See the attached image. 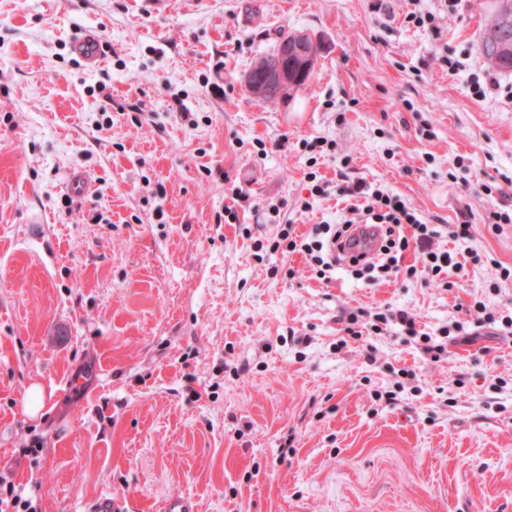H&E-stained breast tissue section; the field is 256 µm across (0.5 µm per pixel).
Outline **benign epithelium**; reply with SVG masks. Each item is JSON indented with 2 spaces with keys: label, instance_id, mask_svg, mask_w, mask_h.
<instances>
[{
  "label": "benign epithelium",
  "instance_id": "obj_1",
  "mask_svg": "<svg viewBox=\"0 0 512 512\" xmlns=\"http://www.w3.org/2000/svg\"><path fill=\"white\" fill-rule=\"evenodd\" d=\"M317 47L311 38L295 33L275 54L260 60L245 77L247 90L256 97L276 101L296 91L302 77L315 66Z\"/></svg>",
  "mask_w": 512,
  "mask_h": 512
}]
</instances>
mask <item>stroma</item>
I'll list each match as a JSON object with an SVG mask.
<instances>
[{
    "label": "stroma",
    "mask_w": 512,
    "mask_h": 512,
    "mask_svg": "<svg viewBox=\"0 0 512 512\" xmlns=\"http://www.w3.org/2000/svg\"><path fill=\"white\" fill-rule=\"evenodd\" d=\"M417 5L438 30L408 0H0V471L40 512H512V329L470 313L512 316V224L488 222L512 210V72L472 96L496 0ZM85 30L99 66L71 51ZM289 31L313 78L259 101L244 78ZM446 47L469 56L453 76ZM347 180L401 196L457 266L325 280L255 250L341 222ZM465 219L482 263L448 236ZM360 307L410 311L443 352L394 321L347 338Z\"/></svg>",
    "instance_id": "1"
}]
</instances>
